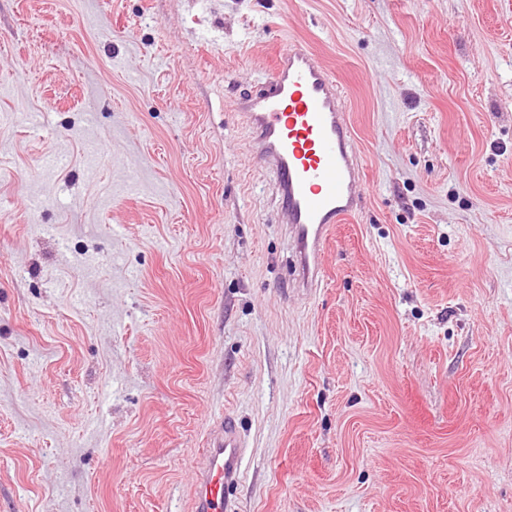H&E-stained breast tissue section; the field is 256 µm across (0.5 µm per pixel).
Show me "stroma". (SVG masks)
Listing matches in <instances>:
<instances>
[{"label": "stroma", "instance_id": "obj_1", "mask_svg": "<svg viewBox=\"0 0 512 512\" xmlns=\"http://www.w3.org/2000/svg\"><path fill=\"white\" fill-rule=\"evenodd\" d=\"M303 40L365 183L325 276L239 97ZM512 512V0H0V512ZM240 448L235 421L224 416L208 442L205 464L195 474L192 512L234 511L231 502L224 498V489L237 484L239 479Z\"/></svg>", "mask_w": 512, "mask_h": 512}]
</instances>
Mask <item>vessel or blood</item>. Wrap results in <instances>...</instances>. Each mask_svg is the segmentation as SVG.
Returning <instances> with one entry per match:
<instances>
[{
	"mask_svg": "<svg viewBox=\"0 0 512 512\" xmlns=\"http://www.w3.org/2000/svg\"><path fill=\"white\" fill-rule=\"evenodd\" d=\"M235 110L252 131V152L271 173L287 217L293 286L316 287L328 239L335 225L357 213L362 183L338 79L305 43L291 40ZM240 448L234 420L224 417L195 474L191 512H233L224 490L239 479Z\"/></svg>",
	"mask_w": 512,
	"mask_h": 512,
	"instance_id": "b4317fda",
	"label": "vessel or blood"
}]
</instances>
